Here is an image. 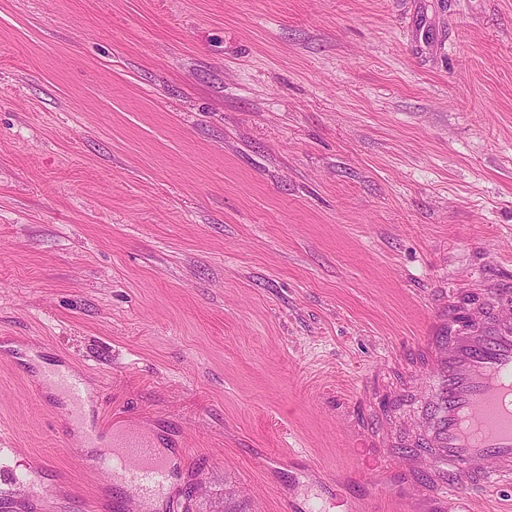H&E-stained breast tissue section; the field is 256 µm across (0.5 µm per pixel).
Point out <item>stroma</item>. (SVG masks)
I'll return each mask as SVG.
<instances>
[{
    "label": "stroma",
    "mask_w": 512,
    "mask_h": 512,
    "mask_svg": "<svg viewBox=\"0 0 512 512\" xmlns=\"http://www.w3.org/2000/svg\"><path fill=\"white\" fill-rule=\"evenodd\" d=\"M504 277L512 0H0L14 512H139L34 392L64 357L169 454L152 512H448L423 341Z\"/></svg>",
    "instance_id": "stroma-1"
}]
</instances>
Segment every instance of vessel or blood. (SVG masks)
<instances>
[{
	"label": "vessel or blood",
	"mask_w": 512,
	"mask_h": 512,
	"mask_svg": "<svg viewBox=\"0 0 512 512\" xmlns=\"http://www.w3.org/2000/svg\"><path fill=\"white\" fill-rule=\"evenodd\" d=\"M449 310H463L466 329L437 321L425 337L432 365V386L424 402L420 451L408 453L409 469L430 458L429 490L489 496L512 486V286L496 284L479 303L460 308L454 294L444 295ZM38 389L63 395L69 428L80 429L79 447L98 451L101 470L152 495L170 476L167 458L149 441L129 437L107 440L103 429L84 423L87 391L69 364L43 372Z\"/></svg>",
	"instance_id": "vessel-or-blood-1"
}]
</instances>
